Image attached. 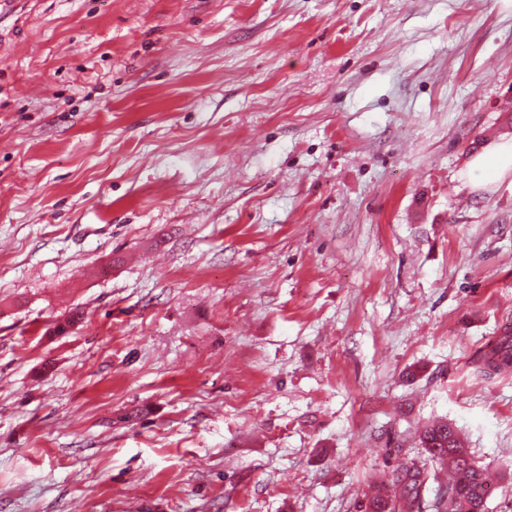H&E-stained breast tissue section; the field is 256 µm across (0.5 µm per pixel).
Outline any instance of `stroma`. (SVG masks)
<instances>
[{
  "mask_svg": "<svg viewBox=\"0 0 512 512\" xmlns=\"http://www.w3.org/2000/svg\"><path fill=\"white\" fill-rule=\"evenodd\" d=\"M511 140L512 0H0V512H512ZM509 171H512V141H504L490 145L473 157L468 177L474 187L492 183ZM475 369L486 379L507 373L512 368L511 323L504 326L501 335L474 361ZM420 444L429 461L448 469V483L437 480L436 470L423 466H402L395 471L390 495L382 486L362 493L353 508L356 512H486L490 483L488 468L465 447L458 429L448 421H435L420 435ZM437 488L431 489L430 484ZM433 496L428 495L429 492Z\"/></svg>",
  "mask_w": 512,
  "mask_h": 512,
  "instance_id": "35a3bbf8",
  "label": "stroma"
}]
</instances>
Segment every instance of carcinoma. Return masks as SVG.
I'll return each mask as SVG.
<instances>
[{"instance_id":"obj_1","label":"carcinoma","mask_w":512,"mask_h":512,"mask_svg":"<svg viewBox=\"0 0 512 512\" xmlns=\"http://www.w3.org/2000/svg\"><path fill=\"white\" fill-rule=\"evenodd\" d=\"M474 364L486 380L512 369L511 325L504 326ZM420 444L428 459L448 470L451 479L437 481L436 470L425 465L402 466L391 479L395 494L375 487L355 500V512H486L488 468L470 454L458 429L445 420L435 421L423 430Z\"/></svg>"}]
</instances>
